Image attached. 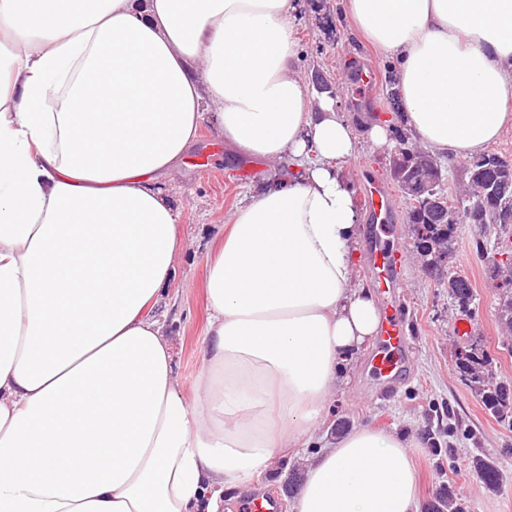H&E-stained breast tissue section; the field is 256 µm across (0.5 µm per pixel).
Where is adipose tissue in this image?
<instances>
[{"mask_svg": "<svg viewBox=\"0 0 512 512\" xmlns=\"http://www.w3.org/2000/svg\"><path fill=\"white\" fill-rule=\"evenodd\" d=\"M398 61L401 122L440 157L512 127V0H345ZM298 0H0V512H219L298 455L351 351L352 121L296 73ZM211 117L274 187L207 257L199 403L154 309L179 212L157 181ZM292 175L279 181L278 167ZM292 512H419L415 452L361 426L309 458Z\"/></svg>", "mask_w": 512, "mask_h": 512, "instance_id": "adipose-tissue-1", "label": "adipose tissue"}]
</instances>
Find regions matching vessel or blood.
<instances>
[{"instance_id": "obj_1", "label": "vessel or blood", "mask_w": 512, "mask_h": 512, "mask_svg": "<svg viewBox=\"0 0 512 512\" xmlns=\"http://www.w3.org/2000/svg\"><path fill=\"white\" fill-rule=\"evenodd\" d=\"M366 195L369 220L367 267L374 273L377 287L391 288L401 281L399 251L390 235L393 203L384 183L375 178L367 180ZM406 322L402 305L392 303L387 306L380 326L379 345L369 360L372 374L392 392L406 380L410 351Z\"/></svg>"}]
</instances>
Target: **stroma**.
I'll use <instances>...</instances> for the list:
<instances>
[{
  "instance_id": "1",
  "label": "stroma",
  "mask_w": 512,
  "mask_h": 512,
  "mask_svg": "<svg viewBox=\"0 0 512 512\" xmlns=\"http://www.w3.org/2000/svg\"><path fill=\"white\" fill-rule=\"evenodd\" d=\"M299 43V74L312 98L333 99L338 108L360 121H381L398 114L386 78L395 63L381 55L348 16L344 0H300L295 27ZM377 73L372 106L367 113L354 111L347 77L354 63ZM394 141L376 146L364 142L358 157L344 164V174L355 195H362L367 174L387 179ZM267 161L235 157L211 120H203L197 138L184 159L162 180V189L180 212L185 247L178 257V277L155 308L172 338L180 391L187 405L196 402L201 372L200 340L208 310L204 280L206 254L213 249L233 207L261 189L268 177ZM389 192L394 204L395 243L402 254L404 281L401 295L408 310L412 380L386 396L368 368L374 343L365 344L348 357L346 377L325 408L328 435L337 437L358 425H370L417 442V476L420 512H431L444 493L454 492L466 512H512V427L492 417L464 384L455 362L458 347L476 340L492 359L496 379L512 380V338L500 328L496 296L485 280L487 252L498 247L495 229L467 225L453 255L455 270L472 280L479 302L462 309L448 296L437 277L425 273L414 237L405 221L407 205L397 187ZM491 462L499 471L498 488H489L478 476L474 459ZM306 454L277 459L271 473L258 485L228 491L221 512H239V504L264 495L277 503V512H289L299 485L293 475L303 474Z\"/></svg>"
}]
</instances>
